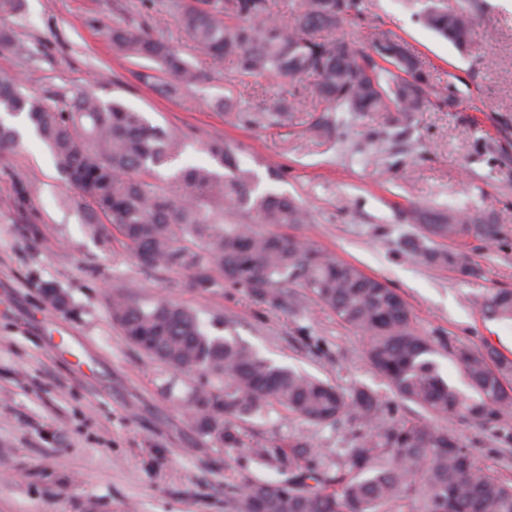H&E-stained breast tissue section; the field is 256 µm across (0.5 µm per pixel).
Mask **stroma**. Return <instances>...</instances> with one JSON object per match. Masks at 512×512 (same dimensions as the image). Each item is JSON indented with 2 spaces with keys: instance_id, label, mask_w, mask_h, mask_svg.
Masks as SVG:
<instances>
[{
  "instance_id": "stroma-1",
  "label": "stroma",
  "mask_w": 512,
  "mask_h": 512,
  "mask_svg": "<svg viewBox=\"0 0 512 512\" xmlns=\"http://www.w3.org/2000/svg\"><path fill=\"white\" fill-rule=\"evenodd\" d=\"M474 38L460 50L423 27L418 0H363L344 24L360 53L375 33L399 38L432 84L452 85L455 103L427 102L403 118L387 112L354 117L340 140L306 133L319 104L317 79L239 75L195 57L169 0H25L0 17L16 45L0 49V70L17 73L47 101L91 93L143 112L155 125L188 137L185 163L207 165L202 142L238 143L242 165L260 189L295 197L312 214L284 231L308 239L407 303L417 332L512 360V323L485 317L471 299L512 289V0H480ZM147 29L194 59L204 78L179 95L136 80L109 31ZM288 104L275 124L245 126L237 112ZM30 194L14 203L16 185ZM449 207L492 217L496 244L430 237L435 249L470 253L479 273L464 277L408 254L405 240L425 234L412 206ZM183 268L149 272L118 233L90 224L77 189L66 182L31 132L0 150V512H236L231 487L279 480L272 468L228 460L200 435L182 398L199 374L181 375L127 342L112 320V298L158 299L195 312L209 333H232L274 364L290 366L345 392L364 388L379 419L393 423L421 411L399 398L366 357V340L330 308L288 285L270 306L226 287H190ZM61 292L56 307L45 287ZM446 426L476 459L512 479L502 432L456 418ZM251 440L275 446L297 438L329 450L354 444L358 430L333 429L275 412L245 424Z\"/></svg>"
}]
</instances>
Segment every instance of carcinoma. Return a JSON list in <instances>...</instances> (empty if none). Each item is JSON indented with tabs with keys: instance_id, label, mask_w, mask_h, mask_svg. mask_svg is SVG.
I'll list each match as a JSON object with an SVG mask.
<instances>
[{
	"instance_id": "cac0c4a2",
	"label": "carcinoma",
	"mask_w": 512,
	"mask_h": 512,
	"mask_svg": "<svg viewBox=\"0 0 512 512\" xmlns=\"http://www.w3.org/2000/svg\"><path fill=\"white\" fill-rule=\"evenodd\" d=\"M171 9L193 43L214 63L230 61L242 75L319 79L321 108L308 125L315 135L339 136L356 112L421 109L428 97L448 105L454 94L429 82L419 61L387 33L375 35L372 53L360 54L336 28L361 16V0H298L295 14L281 20L272 0H171ZM479 5L450 7L428 0L418 13L428 29L459 49L474 35L472 11ZM112 45L129 59L153 63L137 73L150 84L157 69L172 75L169 91L190 87L201 72L167 42L114 28ZM286 110L239 112L245 125L276 120ZM0 112L25 115L52 153L56 165L90 205L102 234L116 230L143 268L179 265L207 288L210 272L224 283L272 305L281 287L294 282L331 308L367 339L372 367L403 400L429 415L455 417L484 428L512 426V360L495 349H472L417 333L399 294L382 280L310 241L261 233L260 224H306L307 210L295 199L257 192L258 176L238 161V147L221 137L202 150L221 167H171L185 153V137L153 125L143 113L118 101L104 103L82 94L63 108L28 93L20 77L0 71ZM412 218L431 234L451 240L493 243L500 225L491 217L463 210L430 211L416 205ZM405 251L463 274L476 273L469 253L440 251L417 237ZM474 303L488 317L512 322V291L487 289ZM112 319L126 340L176 373L199 372L218 381L191 389L186 408L197 431L219 442L229 457L288 472L269 483L248 481L231 491L240 512H512V482L478 463L456 436L428 420L397 424L377 421V399L365 390L347 395L335 386L262 357L234 336H213L190 310L159 300L144 306L112 298ZM448 351L463 369L473 395L459 393L439 373L432 356ZM332 427L360 431L353 448H341L324 462L319 448L297 440L286 447L252 443L236 422L269 412Z\"/></svg>"
}]
</instances>
